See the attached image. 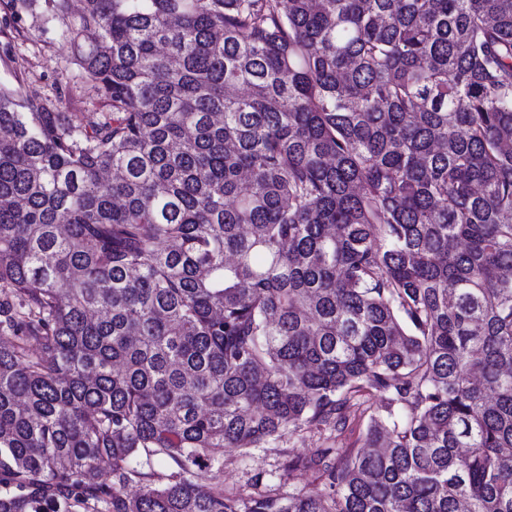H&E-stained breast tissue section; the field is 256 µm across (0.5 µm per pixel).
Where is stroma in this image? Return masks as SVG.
Segmentation results:
<instances>
[{"instance_id":"obj_1","label":"stroma","mask_w":512,"mask_h":512,"mask_svg":"<svg viewBox=\"0 0 512 512\" xmlns=\"http://www.w3.org/2000/svg\"><path fill=\"white\" fill-rule=\"evenodd\" d=\"M78 9V0H71L67 13L54 14L44 0H27L13 20L20 37H0V84L20 86L22 95L52 103L63 112L78 113L87 124L96 121L104 107L97 93L78 79L71 50L63 38ZM370 405L366 412L352 409L349 427L340 435L310 427L258 448L225 449L221 473L225 491L247 495L260 489L285 495L317 490L315 472L287 471L288 461L311 456L320 448L362 447L370 414L383 411L381 399H372Z\"/></svg>"}]
</instances>
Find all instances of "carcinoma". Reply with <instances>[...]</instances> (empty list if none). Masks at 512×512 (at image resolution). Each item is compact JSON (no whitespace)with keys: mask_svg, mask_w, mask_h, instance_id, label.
Listing matches in <instances>:
<instances>
[{"mask_svg":"<svg viewBox=\"0 0 512 512\" xmlns=\"http://www.w3.org/2000/svg\"><path fill=\"white\" fill-rule=\"evenodd\" d=\"M64 38L100 121L0 86V512H512V0H83ZM372 395L364 449L288 464L321 491L224 492Z\"/></svg>","mask_w":512,"mask_h":512,"instance_id":"cac0c4a2","label":"carcinoma"}]
</instances>
